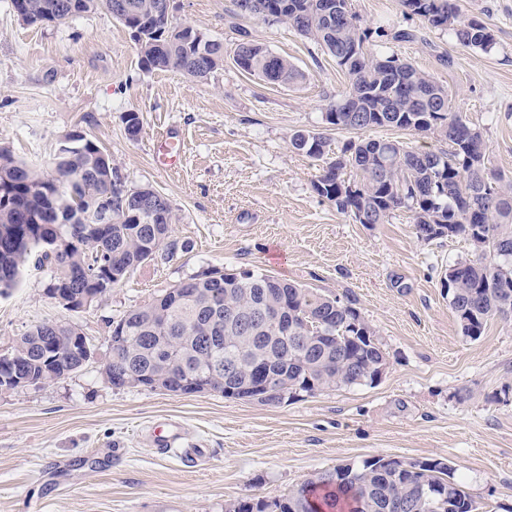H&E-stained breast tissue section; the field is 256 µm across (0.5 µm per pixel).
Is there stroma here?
<instances>
[{"mask_svg": "<svg viewBox=\"0 0 512 512\" xmlns=\"http://www.w3.org/2000/svg\"><path fill=\"white\" fill-rule=\"evenodd\" d=\"M459 5L491 28L493 53L461 46L399 0H352L361 26L416 30V41L389 42L385 53L447 87L481 129L488 167L512 176V0ZM171 22L223 42V67L205 80L146 73L110 14L28 25L0 0V147L47 172L66 137L83 134L128 187L149 185L170 201L184 245L80 312L51 300L46 272L34 266L0 295V353L44 321L75 324L94 351L69 378L0 392V512H224L380 456L444 461L477 512H512V319H491L480 338H466L442 286L449 262L470 257L469 243L423 240L406 210L357 224L314 192L319 164L292 148L293 133L327 132L335 150L357 134L323 120L350 82L312 42L238 14L234 0H174ZM242 29L303 80L271 84L240 69ZM131 111L142 121L134 140ZM168 131L184 141L173 169L154 161ZM213 268L260 270L354 299L388 354L383 377L276 406L107 384L111 322ZM163 420L183 430L169 450L148 438ZM187 448L201 449L198 464Z\"/></svg>", "mask_w": 512, "mask_h": 512, "instance_id": "stroma-1", "label": "stroma"}]
</instances>
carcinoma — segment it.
I'll use <instances>...</instances> for the list:
<instances>
[{
    "label": "carcinoma",
    "instance_id": "carcinoma-1",
    "mask_svg": "<svg viewBox=\"0 0 512 512\" xmlns=\"http://www.w3.org/2000/svg\"><path fill=\"white\" fill-rule=\"evenodd\" d=\"M27 24H65L72 15L69 0H22ZM82 13L104 10L128 29L139 28L140 66L146 72L177 71L207 79L224 64V44L191 25L174 26L165 0H84ZM339 4L347 13L330 22L327 5ZM407 13L429 27L446 31L462 46L491 52L494 35L479 18L459 19L456 0H401ZM239 13L263 22L287 25L331 56L350 78L346 95L328 105L326 124L361 134L376 128L414 130L448 145L441 151L413 150L388 139L350 140L334 157L329 141L319 132L297 131L293 149L320 161L313 182L318 196L333 203L358 224H384L394 212L412 213L419 236L432 241L461 236L473 257L448 265V301L462 334L481 336L488 320L512 317V177L485 163L482 132L455 109L448 89L395 54L369 52L372 35L352 11V0H236ZM238 67L269 83L296 85L303 73L288 58L277 55L243 35L235 47ZM353 111H344L345 105ZM66 179L65 199L70 216L55 206L54 183ZM119 179L112 162L104 161L99 146L82 139L77 150H59L54 170L41 174L17 161L0 147V294L18 283L34 262L47 268L51 288L68 281L79 292L93 282L111 290L130 272L160 253L172 254L176 214L166 198L145 185L112 191V223L93 222V209L111 182ZM444 231L431 234V225ZM78 232L69 260L61 264L45 252L49 237ZM285 288V309L299 331L288 338V391L304 389L307 378L320 390L357 384L367 368L386 356L372 326L350 300L314 292L300 285L250 269H213L192 277L160 299L134 309L112 322L109 370H132L146 378L158 370L169 385L200 377L224 378L225 366L237 360L234 342L252 332L236 324L207 323L206 313L224 314L236 307L256 325L262 313L258 292ZM324 319V332L340 338L343 357L354 363L344 369L327 356L323 346L306 337L316 328L304 326L310 316ZM212 336L227 337L215 346ZM60 352L57 361L47 357ZM84 367L67 355L55 333V323L41 322L26 330L5 353H0V376L18 373L28 386L40 387L64 379ZM393 458L377 457L360 466L336 467L298 486L281 512H369L382 498L398 494L407 500L405 512H427L413 498V485L444 480V490L476 512L471 495L457 482L452 468L441 461L419 472L398 471L397 482L378 489L369 475L378 467H398Z\"/></svg>",
    "mask_w": 512,
    "mask_h": 512
}]
</instances>
